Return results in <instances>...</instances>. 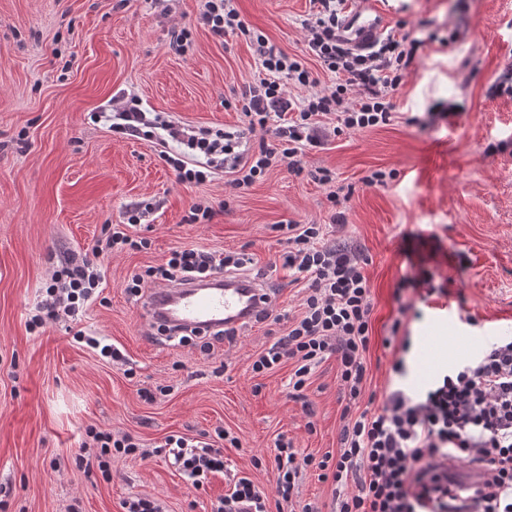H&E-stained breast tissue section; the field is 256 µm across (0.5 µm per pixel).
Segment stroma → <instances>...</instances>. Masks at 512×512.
Returning a JSON list of instances; mask_svg holds the SVG:
<instances>
[{
  "label": "stroma",
  "instance_id": "stroma-1",
  "mask_svg": "<svg viewBox=\"0 0 512 512\" xmlns=\"http://www.w3.org/2000/svg\"><path fill=\"white\" fill-rule=\"evenodd\" d=\"M236 5L272 44L304 55L309 0ZM200 9V0H0V512H123L124 500L146 495L170 512H211L233 476L273 486L279 435L318 460L338 453L344 403L335 358L316 368L302 401L289 394L292 363L252 369L283 325L268 319L207 350L199 337L156 342L124 285L173 250L245 252L273 286L274 312L296 315L303 284L279 266L274 226L323 225L326 241L365 260L373 296L366 363L379 391L395 358L382 344L395 318L411 339L403 378L411 388L512 338V96L488 94L512 64V0H386L387 30L424 41L394 97L397 117L330 137L306 150L302 174L277 166L232 197L224 175L180 184L156 140L112 133L93 117L126 92L187 127H246L235 99L258 78L254 56L244 38L214 37ZM175 26L190 33L181 55L168 48ZM459 28L466 38L450 41ZM409 115L419 124L406 123ZM319 168L332 171V183L313 179ZM378 170L396 176L366 184ZM341 187L349 198L331 204ZM200 200L219 211L209 223H186ZM139 204L151 205L149 222L129 232L149 239L148 249L103 260L102 293L79 320L29 330L52 274L91 254L105 225L123 223ZM405 280L412 286L404 290ZM404 304L411 312L400 313ZM445 311L454 320L438 325ZM79 332L107 337L125 366L76 342ZM145 389L154 400L142 397ZM90 426L148 446L218 429L238 442L224 447L225 472L195 491L160 458L115 462L107 476L79 469ZM333 489L308 468L293 512L310 501L336 512Z\"/></svg>",
  "mask_w": 512,
  "mask_h": 512
}]
</instances>
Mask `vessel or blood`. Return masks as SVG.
Here are the masks:
<instances>
[{"label": "vessel or blood", "mask_w": 512, "mask_h": 512, "mask_svg": "<svg viewBox=\"0 0 512 512\" xmlns=\"http://www.w3.org/2000/svg\"><path fill=\"white\" fill-rule=\"evenodd\" d=\"M384 30L376 0H353L344 20L346 37L365 44ZM270 302L269 292L257 281L224 276L146 290L142 311L154 328L168 335L206 336L257 321Z\"/></svg>", "instance_id": "vessel-or-blood-1"}]
</instances>
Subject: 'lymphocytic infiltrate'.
I'll use <instances>...</instances> for the list:
<instances>
[{
	"label": "lymphocytic infiltrate",
	"mask_w": 512,
	"mask_h": 512,
	"mask_svg": "<svg viewBox=\"0 0 512 512\" xmlns=\"http://www.w3.org/2000/svg\"><path fill=\"white\" fill-rule=\"evenodd\" d=\"M312 3L313 13L303 23L307 56L302 59L252 31L235 0H202L201 22L214 36L236 32L248 38L263 73L258 83L240 93L246 130L196 131L151 119L136 96L125 93L112 98L101 118L117 134L137 137L148 129L162 130L161 157L182 184H204L222 170L237 192L274 166L301 172L305 149L320 146L327 130L340 133L391 122L394 95L411 74L417 45L409 35L390 33L370 50L357 49L340 35L345 0ZM311 59L323 71L341 76V83L318 90L319 80L307 65ZM294 88L305 90V97L293 98ZM329 116L335 121L331 128L325 124ZM258 129L271 131L272 141L243 148L246 135ZM151 211L148 205L127 210L125 223L108 225L92 255L71 257L53 273L30 325L77 319L99 296L101 256L148 247L147 239L134 238L127 229ZM277 230L286 243L282 265L306 280L305 297L300 315L257 355L252 369L261 373L293 362L289 384L300 392L321 362L335 358L345 400L340 450L317 461L299 456L291 441L278 437L274 491L238 477L212 512H286L302 472L313 465L331 471L338 512H512V340L493 343L418 391L402 382L406 368L401 355L392 363L390 386L381 392L368 390L365 354L373 304L360 256L324 242L319 224L288 222L278 224ZM249 262L242 252L177 249L164 264L131 275L125 288L137 295L158 283L234 274L246 270ZM229 438L225 430L212 440L173 434L150 447L130 434L91 426L76 464L106 473L117 459L160 457L198 489L223 472L224 451L215 442ZM452 460L479 466V482L464 485L449 477Z\"/></svg>",
	"instance_id": "1"
}]
</instances>
